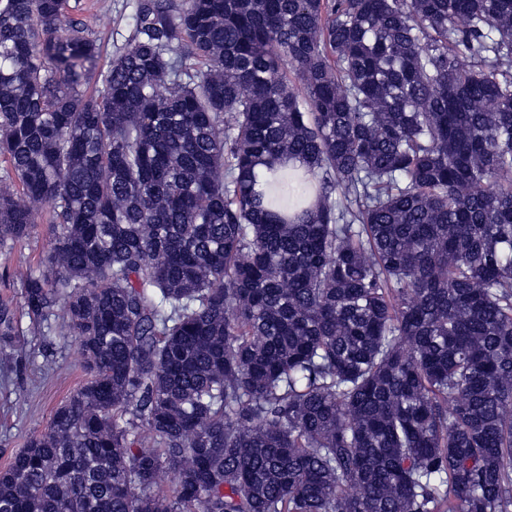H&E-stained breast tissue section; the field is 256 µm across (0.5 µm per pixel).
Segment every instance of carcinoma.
I'll return each instance as SVG.
<instances>
[{
	"instance_id": "obj_1",
	"label": "carcinoma",
	"mask_w": 512,
	"mask_h": 512,
	"mask_svg": "<svg viewBox=\"0 0 512 512\" xmlns=\"http://www.w3.org/2000/svg\"><path fill=\"white\" fill-rule=\"evenodd\" d=\"M133 7L0 0V336L88 375L0 512H512V0ZM67 12L81 19L100 39L103 53L97 69L106 68L132 35L134 0H66ZM35 228L29 240L0 249V300H12L18 306L22 280L50 246L49 207L38 205L33 210Z\"/></svg>"
}]
</instances>
